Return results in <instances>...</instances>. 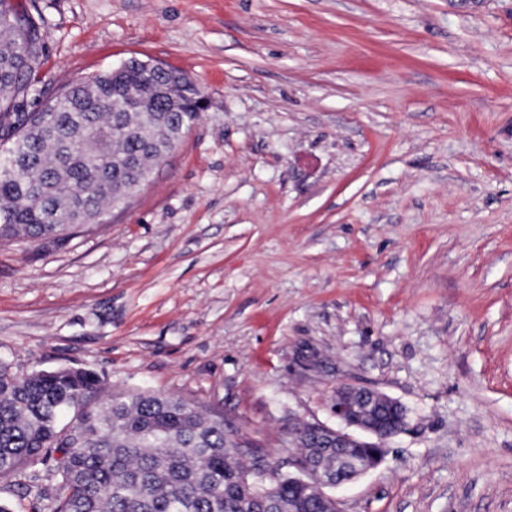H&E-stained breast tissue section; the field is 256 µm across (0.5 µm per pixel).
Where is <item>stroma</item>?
<instances>
[{
	"label": "stroma",
	"instance_id": "stroma-1",
	"mask_svg": "<svg viewBox=\"0 0 512 512\" xmlns=\"http://www.w3.org/2000/svg\"><path fill=\"white\" fill-rule=\"evenodd\" d=\"M41 107L129 58L207 107L98 224L0 241V360L277 447L399 401L342 512H512V0H21ZM382 394L356 386H344L336 389V397L332 406V413L336 419L347 427H356L366 433L370 438H376L377 445L385 452V442L387 439L400 432L399 430L388 432L375 424L360 425L351 416L352 400L359 401L369 413V417L376 408L379 398Z\"/></svg>",
	"mask_w": 512,
	"mask_h": 512
}]
</instances>
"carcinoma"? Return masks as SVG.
<instances>
[{
    "label": "carcinoma",
    "mask_w": 512,
    "mask_h": 512,
    "mask_svg": "<svg viewBox=\"0 0 512 512\" xmlns=\"http://www.w3.org/2000/svg\"><path fill=\"white\" fill-rule=\"evenodd\" d=\"M44 19L0 0V239L35 241L97 224L144 183L199 117L185 74L133 68L70 83L39 109L27 96L42 66ZM89 370L19 376L0 362V481L46 467L52 512H336L263 449L227 447L224 415L181 398L128 391L99 401ZM71 420L60 425L63 414ZM301 464L336 470V449L291 430Z\"/></svg>",
    "instance_id": "cac0c4a2"
}]
</instances>
